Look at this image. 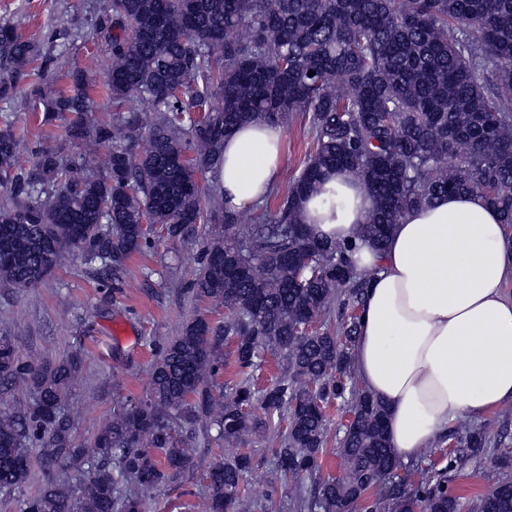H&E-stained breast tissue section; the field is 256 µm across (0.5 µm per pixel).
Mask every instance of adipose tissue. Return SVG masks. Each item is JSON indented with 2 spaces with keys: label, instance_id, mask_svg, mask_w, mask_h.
<instances>
[{
  "label": "adipose tissue",
  "instance_id": "1",
  "mask_svg": "<svg viewBox=\"0 0 512 512\" xmlns=\"http://www.w3.org/2000/svg\"><path fill=\"white\" fill-rule=\"evenodd\" d=\"M284 127L255 121L224 139L216 182L224 207L265 200L281 168ZM372 200L349 172L329 174L301 205L319 239L356 242L370 276L352 360L360 384L387 408L399 458L424 455L460 417L512 405V230L471 194L406 213L384 250L362 240Z\"/></svg>",
  "mask_w": 512,
  "mask_h": 512
}]
</instances>
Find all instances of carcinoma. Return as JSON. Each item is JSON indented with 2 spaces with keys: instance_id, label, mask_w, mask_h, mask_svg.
<instances>
[{
  "instance_id": "1",
  "label": "carcinoma",
  "mask_w": 512,
  "mask_h": 512,
  "mask_svg": "<svg viewBox=\"0 0 512 512\" xmlns=\"http://www.w3.org/2000/svg\"><path fill=\"white\" fill-rule=\"evenodd\" d=\"M93 25L111 43L101 87L81 78L43 113L45 123L67 117L61 140L81 154L41 151L27 166L12 128H0V188L10 197L0 205V282L35 288L65 261L110 276L150 245L143 219L180 239L222 216L193 292L226 316L187 321L151 364L147 395L112 413L88 444L76 441L66 412L77 360H26L0 336V395L18 381L31 390L25 402L0 403V496L27 481L31 444L46 479L25 512H147L151 491L196 467L200 425L239 449L209 466L210 512H268L271 493L242 496L255 468L244 445L283 418L275 470L286 482L311 478L320 512H463L448 473L477 458L488 431L461 422L465 436L447 466L416 484L388 479L398 459L387 410L350 365L368 274L353 263V243L315 238L299 208L344 169L372 197L363 234L377 247L406 212L449 193L481 197L511 225L512 0H112ZM42 57L37 43L0 25V66L14 72L0 79V99ZM96 89L116 106L108 121L93 115ZM145 103L155 116L150 147L137 155ZM187 112L201 117L187 125ZM297 112L313 148L278 210L232 213L220 194L203 209L179 158L212 172L239 124ZM99 146L108 153L95 176L87 163ZM338 294L347 317L332 330ZM307 322L321 327L305 334ZM262 349L279 373L260 387ZM229 367L225 392L214 380ZM335 402L354 416L338 481L314 477ZM471 512H512V481L477 496Z\"/></svg>"
}]
</instances>
